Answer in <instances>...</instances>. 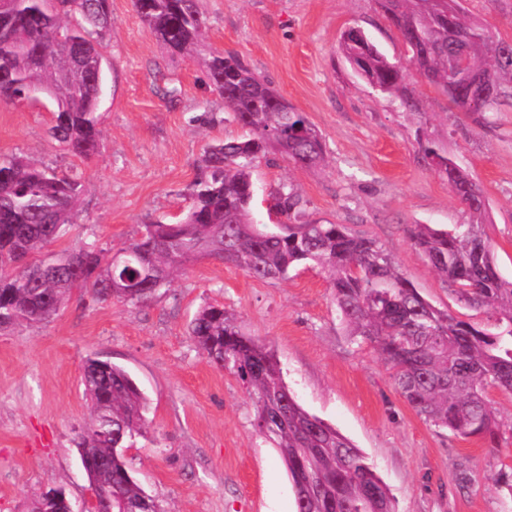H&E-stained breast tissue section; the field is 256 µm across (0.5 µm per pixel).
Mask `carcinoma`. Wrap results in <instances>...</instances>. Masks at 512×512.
I'll list each match as a JSON object with an SVG mask.
<instances>
[{"label":"carcinoma","instance_id":"cac0c4a2","mask_svg":"<svg viewBox=\"0 0 512 512\" xmlns=\"http://www.w3.org/2000/svg\"><path fill=\"white\" fill-rule=\"evenodd\" d=\"M377 2L417 71L455 111L494 112L512 102V45L466 20L452 0ZM133 6L170 50L193 51L204 27L197 0H133ZM111 26L109 0H0V106L50 100L49 135L83 161L98 154L102 133L103 85L88 62L102 57L98 46ZM340 48L379 91H405V68L372 41L351 31L341 35ZM460 54L491 78L492 97L478 107L455 92L463 80L451 60ZM205 72L209 87L249 135L204 150L182 217L144 224L128 243L139 262L103 264L104 248L95 242L50 250L74 223L81 182L24 156L0 157V328L47 322L76 290L103 301L147 302L202 253L263 281L283 280L295 265L312 262L328 273L348 335L379 352L409 406L458 435L496 438L500 424L486 392L490 386L512 391V280L501 275L485 232L481 186L456 169L451 156L425 145V157L448 179L470 221L451 228L418 224L412 241L460 300L495 314L494 333L423 297L373 238L331 223L290 224L280 233L260 229L250 213L252 168L274 147L294 164L317 166L324 160L322 138L303 113L275 101L267 80L237 56L213 53ZM301 203L297 191L282 184L275 197L279 212L290 219ZM137 279L145 287L125 296L120 285ZM190 334L213 364L231 370L256 397L255 426L275 443L299 489L296 512H394L387 485L362 452L298 403L274 351L243 334L224 306L202 307ZM85 366L92 414L78 447L92 450L89 463L103 507L160 512L122 452L148 427L144 394L117 365L89 359Z\"/></svg>","mask_w":512,"mask_h":512}]
</instances>
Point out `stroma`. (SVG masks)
<instances>
[{
    "label": "stroma",
    "mask_w": 512,
    "mask_h": 512,
    "mask_svg": "<svg viewBox=\"0 0 512 512\" xmlns=\"http://www.w3.org/2000/svg\"><path fill=\"white\" fill-rule=\"evenodd\" d=\"M199 54L234 53L320 132L326 162L300 167L270 151L253 170L254 219L281 232L273 211L284 183L303 199L296 223L332 222L375 239L437 307L486 323L460 302L410 234L415 225L469 221L420 147L430 141L483 188L486 231L512 280V107L454 112L421 78L376 0H198ZM512 41V0H464ZM100 46L107 63L99 154L83 161L48 134L39 103L0 107V155L22 154L78 177L79 217L56 249L96 240L117 248L140 224L176 220L207 144L243 135L197 60L171 52L132 0H111ZM362 29L407 73L405 98L361 78L339 49ZM222 304L245 335L270 345L298 402L338 429L387 484L396 512H512V393L489 389L496 439L460 437L419 416L398 394L379 353L346 335L326 272L300 264L262 281L212 258L186 267L142 304L78 291L48 322L0 331V512H27L39 491L91 495L79 435L91 416L87 359L123 367L148 401L149 427L124 456L163 512H295L285 466L255 425L256 399L214 365L189 332L198 309Z\"/></svg>",
    "instance_id": "35a3bbf8"
}]
</instances>
